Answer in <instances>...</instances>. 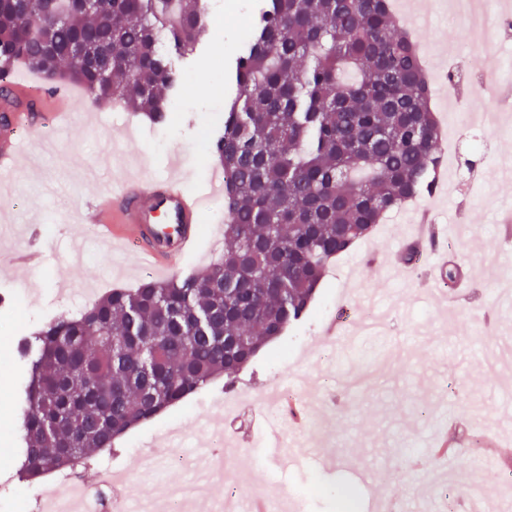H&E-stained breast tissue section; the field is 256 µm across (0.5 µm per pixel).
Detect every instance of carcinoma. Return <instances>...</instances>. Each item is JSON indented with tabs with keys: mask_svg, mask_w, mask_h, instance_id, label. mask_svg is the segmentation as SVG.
<instances>
[{
	"mask_svg": "<svg viewBox=\"0 0 512 512\" xmlns=\"http://www.w3.org/2000/svg\"><path fill=\"white\" fill-rule=\"evenodd\" d=\"M199 0H0V85L21 64L45 83L81 86L85 104L121 100L168 121L185 54L212 22ZM234 60L236 96L203 143L224 166V257L203 271L114 288L47 324L23 406L19 478L86 462L220 377H235L302 321L329 263L383 216L430 193L444 162L430 78L390 0H264ZM101 48L93 65L72 56ZM112 336L106 343L101 336Z\"/></svg>",
	"mask_w": 512,
	"mask_h": 512,
	"instance_id": "1",
	"label": "carcinoma"
}]
</instances>
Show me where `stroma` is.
<instances>
[{"instance_id":"35a3bbf8","label":"stroma","mask_w":512,"mask_h":512,"mask_svg":"<svg viewBox=\"0 0 512 512\" xmlns=\"http://www.w3.org/2000/svg\"><path fill=\"white\" fill-rule=\"evenodd\" d=\"M211 2L214 29L205 46L181 55L169 42L161 44L183 78L171 95L169 123L150 124L122 104L79 108L72 131L55 142L53 152L38 153L32 168L0 183V296L9 300L0 306V512H27V503L54 481L50 475L28 482L18 476L27 374L15 354L17 343L110 289L132 288L152 275L135 259L110 257L104 244L76 252L75 242L87 234L81 219L87 195L111 191L127 177L165 171L202 190L219 166L205 155L202 141L235 91L228 67L254 23L258 0ZM412 35L431 70L461 65L472 75L489 76L512 57V41L496 56L472 48L466 25L446 8L422 16ZM112 140L125 142L132 156L125 166L100 169ZM482 140V154L461 148L457 166L448 167V193L388 214L370 236L336 257L310 316L263 348L232 384L216 381L129 430L113 450H91L85 482H92L96 469L109 467L128 479L129 494H140L149 454L161 463L164 483L187 480L193 447L207 439L201 422L214 416L225 439L241 450L233 467L250 474L237 489L242 500L283 491L296 512H331L336 499L351 491L362 512L385 497L400 503L402 512H415L422 502L432 503L435 512H459L457 486L474 479L491 512H512V362L494 370L482 364L485 351L512 347V307L500 300L497 286L499 264L512 263V236L502 233L496 215L498 203L512 200V180L486 177L491 166L512 161V135L489 129ZM427 205L449 243V263L463 266L470 277L467 286L391 274ZM206 216L183 273L203 269L224 251L223 206H212ZM34 249L44 252L42 265L25 272L11 268L14 254ZM375 251L383 257L376 267L366 262ZM367 292L391 314L389 333L363 337L341 353L327 330L340 317H354ZM276 385L320 396L325 413L310 440L324 444L335 465L284 471L267 457L271 430L296 434L292 422L270 412ZM443 417L459 429L464 449L453 467L414 471L406 448L436 430ZM491 439L503 455L495 467L476 469L470 451Z\"/></svg>"}]
</instances>
